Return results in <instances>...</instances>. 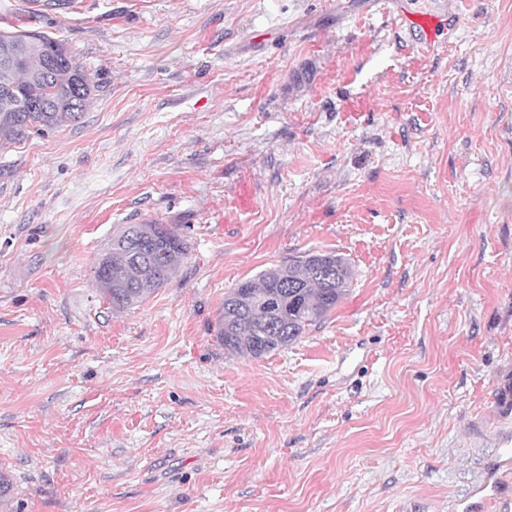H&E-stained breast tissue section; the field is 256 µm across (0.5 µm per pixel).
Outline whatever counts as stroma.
Returning a JSON list of instances; mask_svg holds the SVG:
<instances>
[{
  "instance_id": "1",
  "label": "stroma",
  "mask_w": 512,
  "mask_h": 512,
  "mask_svg": "<svg viewBox=\"0 0 512 512\" xmlns=\"http://www.w3.org/2000/svg\"><path fill=\"white\" fill-rule=\"evenodd\" d=\"M412 14L450 40L421 56ZM15 25L104 87L0 151V512H512V0H0ZM144 223L188 254L112 311L94 269ZM308 251L348 295L227 355L225 292Z\"/></svg>"
}]
</instances>
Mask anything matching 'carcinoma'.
Returning <instances> with one entry per match:
<instances>
[{
	"mask_svg": "<svg viewBox=\"0 0 512 512\" xmlns=\"http://www.w3.org/2000/svg\"><path fill=\"white\" fill-rule=\"evenodd\" d=\"M99 84L68 47L44 31L0 30V149L33 133L76 123ZM158 224H128L112 237L94 271L96 287L114 311L147 299L166 285L188 246L168 229L160 252L142 242L159 236ZM351 264L332 252H308L244 280L224 297L217 339L229 355L258 358L283 348L324 320L352 287ZM277 301L275 313L256 308Z\"/></svg>",
	"mask_w": 512,
	"mask_h": 512,
	"instance_id": "1",
	"label": "carcinoma"
}]
</instances>
